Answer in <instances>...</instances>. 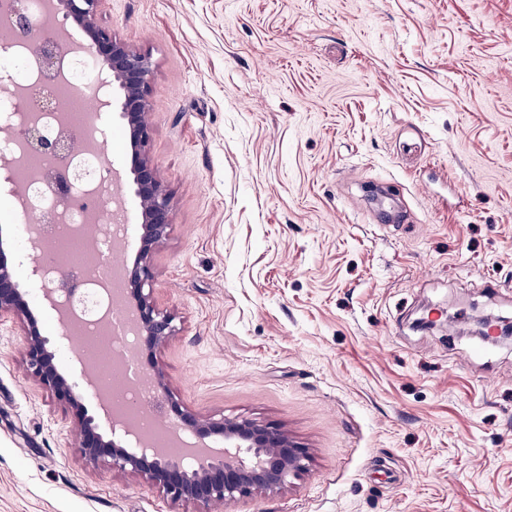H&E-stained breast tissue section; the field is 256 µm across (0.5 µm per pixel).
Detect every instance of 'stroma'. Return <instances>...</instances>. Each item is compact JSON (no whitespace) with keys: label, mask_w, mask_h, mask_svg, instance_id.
<instances>
[{"label":"stroma","mask_w":512,"mask_h":512,"mask_svg":"<svg viewBox=\"0 0 512 512\" xmlns=\"http://www.w3.org/2000/svg\"><path fill=\"white\" fill-rule=\"evenodd\" d=\"M98 15L153 66L172 228L152 298L177 327L154 366L185 412L275 425L309 460L280 493L203 511L88 467L5 316L0 512H512V341L411 325L424 305L512 319V0H100ZM97 125L104 208L140 215L119 104ZM0 237L72 371L78 343L41 304L3 192Z\"/></svg>","instance_id":"35a3bbf8"}]
</instances>
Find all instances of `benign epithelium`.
<instances>
[{
    "label": "benign epithelium",
    "mask_w": 512,
    "mask_h": 512,
    "mask_svg": "<svg viewBox=\"0 0 512 512\" xmlns=\"http://www.w3.org/2000/svg\"><path fill=\"white\" fill-rule=\"evenodd\" d=\"M100 0H57V13L80 27L86 38L85 49L112 72V80L121 92V112L131 148L130 171L136 195L142 202L141 246L130 266H125L128 299L133 301L139 330L137 347L152 355L154 349L175 334L174 316L160 311L149 290L154 280L150 263L153 251L170 234V199L149 159L150 129L145 110L151 93V62L112 35V30L98 20ZM15 37L23 46L36 48L42 72L53 69L56 56L54 40L42 29L33 28L29 18L19 13ZM27 147L42 154L60 158L71 150L68 140L46 139L39 129H26ZM57 285L44 288L45 299L54 307L61 304L60 292L74 297L76 289L68 273L56 270ZM16 316L23 321L26 336L25 360L34 380L49 391L58 403L75 418L80 434L79 454L93 468L114 472L131 471L143 476L152 486L162 490L175 503L208 506L212 503L237 502L257 492L277 493L306 470L308 452L280 428L249 419L211 421L182 412L173 398L167 399L163 414L173 415L182 428L198 442L199 451L188 460L165 456L143 443L132 449L128 443L138 441L136 434L122 427V433L108 437L99 432L96 418L88 414L77 384L58 362L57 346L42 333L28 300L19 288L10 261L0 241V317ZM480 338L498 342L512 335V323L502 325L487 321Z\"/></svg>",
    "instance_id": "benign-epithelium-1"
}]
</instances>
